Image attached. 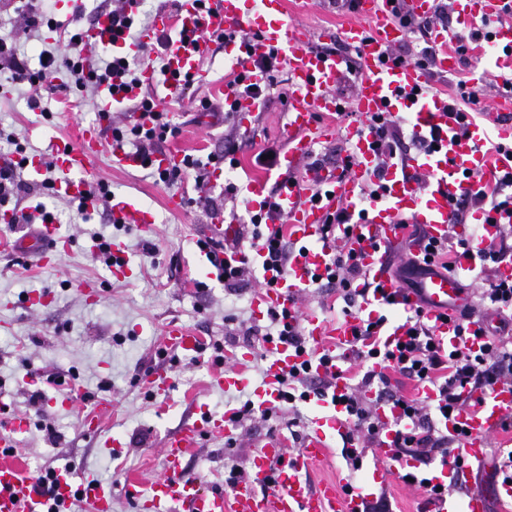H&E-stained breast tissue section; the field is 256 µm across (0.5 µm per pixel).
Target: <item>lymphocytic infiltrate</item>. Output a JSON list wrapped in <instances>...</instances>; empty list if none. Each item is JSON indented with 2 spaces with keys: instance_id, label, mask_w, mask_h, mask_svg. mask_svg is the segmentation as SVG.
<instances>
[{
  "instance_id": "f902f5d3",
  "label": "lymphocytic infiltrate",
  "mask_w": 512,
  "mask_h": 512,
  "mask_svg": "<svg viewBox=\"0 0 512 512\" xmlns=\"http://www.w3.org/2000/svg\"><path fill=\"white\" fill-rule=\"evenodd\" d=\"M59 0H21L15 12L20 19L19 30L37 33L41 29H56V14ZM39 70H32L21 54L14 34L0 37V81L11 85H28L27 101L30 110L41 109L44 99L56 95L59 86L54 79L59 72H68L77 89L99 94L108 88L113 94L122 96L123 107L129 112L141 113L143 121L128 128L115 131V139L132 144L141 159L142 167H150V157L158 152L161 143L168 137L179 134L166 111L160 110L154 96L140 89L144 68L157 67L159 75H166L163 57L154 56L152 47H144L134 55L112 54L109 58H93L85 53L81 33L70 34L66 49L50 46L41 50ZM262 79L250 81L248 76L237 75L228 79L226 87L231 93L245 94L256 98L266 97L276 84V73L281 63L276 52L259 55L254 62ZM367 130L376 139L377 154L381 161L373 170L374 180L365 194L375 197L385 179L387 170L384 158H396L397 154L413 149L430 150V138L417 134H404L397 117L378 113L369 120ZM502 169L494 184L468 188L462 191L453 204L456 222L466 220L468 211H497L512 206V152L497 153ZM352 227L344 213L328 216L323 226L325 237L336 240V257L325 276H314L313 284H327L334 288L341 300L342 315L357 314L365 299V273L356 261L348 242ZM415 240L421 241L426 254L424 265L404 263L398 270L399 277L407 288L417 287V279L424 266L441 270L452 267L461 255H476L480 261L494 264L512 262V233L499 228L490 237L487 246L474 248L471 242L449 237L433 242L424 240L421 231H414ZM270 332L249 328V335L258 343L272 340L288 344L307 353L316 361L333 364L334 378H319L311 374L308 365L293 369L281 379V399L265 410L263 420L275 417L287 418L289 425H296L297 405L310 398H324L333 379H342L347 392L342 397L349 431L345 439L346 458L352 467H359L360 450L372 447L378 438L392 434L395 456L415 464L429 465L435 461L447 462L453 474L465 475L467 463L461 454L462 437L443 428L442 418L447 413L459 412L472 405L474 390H490L497 385H512V321L500 320L495 333L489 334L481 349L476 352L442 348L433 336L432 327L422 311L410 312L406 317L407 338L396 348L382 344L380 334L388 318L378 315L362 319L354 329L355 342L347 348L318 350L309 347L302 327L289 323L284 311L268 314ZM430 386L434 399L428 400L406 394L403 380ZM384 402L399 410L397 421L386 423L379 419L375 408Z\"/></svg>"
}]
</instances>
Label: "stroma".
I'll use <instances>...</instances> for the list:
<instances>
[{
	"label": "stroma",
	"mask_w": 512,
	"mask_h": 512,
	"mask_svg": "<svg viewBox=\"0 0 512 512\" xmlns=\"http://www.w3.org/2000/svg\"><path fill=\"white\" fill-rule=\"evenodd\" d=\"M350 12L341 0H310L303 9H291V24L318 29L339 27ZM280 89L271 90L266 107L256 114L251 136H243L236 120H214L201 126L191 100L169 106V115L179 125L177 136L167 146L192 152L196 158L223 151L235 143L237 167L223 166L216 187L210 188L215 209L187 206L169 211L168 187L158 184L139 167H111L108 157L97 159L90 180L106 181L114 195L138 199L152 213L155 229L145 235L134 227L115 230L106 209L91 217L73 215L65 197L46 190L42 176L30 170L20 173L29 187L27 194L12 199L25 211L44 203L52 211L64 235L71 240L67 254L53 263L42 264L37 256L13 250L15 238L27 233L24 225L0 223V428L9 417L26 416L27 430L17 434V457L24 471L73 466L77 479H98L112 486V512H139L125 494V478L150 484L163 473V439L201 412H231L253 395L262 383L257 360L241 361L254 346L244 335L256 319L252 297L253 278L241 287L225 288L203 262L196 242L201 225L211 223L213 214L237 215L247 222L244 194L224 196L232 183L244 186L261 174L255 155L263 149L283 147L287 105ZM47 112L31 111L18 88L0 90V152L20 143L27 154L50 158L49 143L71 135L76 124L96 122L97 112L89 97L61 92L47 103ZM123 241L131 267L128 278H113L94 246L97 235ZM157 248L155 258L143 254L144 242ZM96 283V300H87L83 288ZM51 294L44 308L28 307L33 291ZM178 323L201 336L206 348L196 354L165 350L163 341L171 323ZM240 360L249 386L222 391L212 386L218 354ZM166 363L175 387L167 399L147 395L140 378L157 363ZM57 373L76 385V402L61 405L57 389L44 390L41 408H33L22 379L28 370ZM112 403L97 433L80 428L82 416L101 400ZM285 424L252 419L243 422L242 444L236 450L241 467H249L252 456L268 438L288 436ZM117 439L121 448L109 454L106 440ZM186 471L204 488L224 484V443L201 441L186 458Z\"/></svg>",
	"instance_id": "35a3bbf8"
}]
</instances>
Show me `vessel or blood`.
Listing matches in <instances>:
<instances>
[{"instance_id": "1", "label": "vessel or blood", "mask_w": 512, "mask_h": 512, "mask_svg": "<svg viewBox=\"0 0 512 512\" xmlns=\"http://www.w3.org/2000/svg\"><path fill=\"white\" fill-rule=\"evenodd\" d=\"M209 4L214 11L212 28L249 34L248 41L238 47L231 59L235 72L252 71L254 59L271 50L288 68L285 148L275 174L251 179L246 192L254 209L270 210V230L285 226L287 236L298 248L288 255L287 273L256 291L252 301L255 317H263L274 309L288 310L290 315L300 316L309 341L320 348L342 347L352 340L355 318L327 322L312 312L299 313L296 305L299 296L309 288L312 275L325 273L334 258L336 247L324 238L322 228L328 214L343 210L359 217L352 226V246L371 282L361 315L374 317L385 307L397 313L383 333L385 342L392 346L403 340L407 327L402 315L419 308L432 323L435 339L442 346L454 349L464 345L479 351L487 321L477 320L480 335L465 340L456 329L458 310L466 295L461 278L473 270V260L460 258L457 269L451 272L423 273L418 289L412 290L402 286L395 272L394 253L400 250L411 258L421 252L420 246L407 238L404 226L408 223L417 225L433 241L447 238L452 228L459 235H466V226L451 224V203L470 185L494 182L498 169L493 155L484 149L489 131H497L500 145L512 150V91L495 97L481 122L457 123L449 117L444 101L421 93L429 70L452 73L459 66L458 54L447 47L444 29L437 27L432 31V40L440 50L431 68L412 61L399 63L392 58L393 49L408 38L407 29L399 22L400 15L429 17L436 0H356L359 18L342 30L344 41L361 52L362 72L352 100L354 111L366 117L379 112L409 115L415 132L433 135L437 144L436 150L415 152L390 167L379 199L367 203L360 188L376 163L371 134L357 129L349 131L351 160L344 170L308 162L317 144L336 135L333 126L317 124L315 115L340 111L335 88L349 67L347 58L313 48L312 36L289 23L287 0H209ZM454 11L460 28H469L479 20L490 24L489 44L498 52L497 65L511 72L512 0H456ZM200 12L199 0H178L177 12L158 13L153 27L139 39L140 44L146 45L161 34H169L165 48L168 69L189 74L197 82L206 79L200 62L208 51V41L197 27ZM111 28L110 16L101 14L84 32L86 49L113 47L128 54L134 52L136 45L111 42ZM142 80L147 87L163 85L164 102L180 101L181 85L173 81L159 83L152 68L143 70ZM111 134L108 123L100 121L78 125L70 137L52 143L51 151L62 173L54 184L57 194L81 196L85 189L83 176L90 172L102 151H109L116 165L135 164V156L112 140ZM421 173L428 175V183L418 181ZM312 190L317 193L313 201L308 198ZM111 216L113 221L146 234L154 230L152 214L131 197L113 199ZM237 231V224L225 223L219 215L213 223L203 225L200 234L219 242L234 238ZM69 247V240L54 223L40 225L34 235L20 238L14 244L17 252L37 255L43 262L67 253ZM164 343L174 350L196 353L201 349L202 339L173 323L167 328ZM264 348V377L252 402L257 413L278 401L281 378L303 360L296 349L282 343L270 341ZM143 386L153 397H168L174 387L171 370L163 365L153 367L144 375ZM344 392L343 382L333 383L323 403L324 416L315 418L296 452H289L286 441L279 437L264 442L247 475L227 493L203 490L184 471L186 456L202 439L232 436L239 428L230 416L201 414L165 439V472L152 483L143 503L145 512H366L367 503L384 485L386 477L400 467L390 436L379 438L378 463L350 493H343L335 482L315 485L307 478L309 466L324 456L334 438L347 432L344 406L339 401ZM474 395L480 400L476 408L460 410L444 420L442 426L451 432L463 431L465 458L484 466L488 463V437L499 430L503 421L512 418V385H498L490 391L478 389ZM26 427V418L18 417L0 432V512L41 510L32 478L23 473L15 459L16 436ZM81 490L92 512H112L110 487L89 480ZM433 512H488V501L484 491L476 487L461 497L442 496Z\"/></svg>"}]
</instances>
